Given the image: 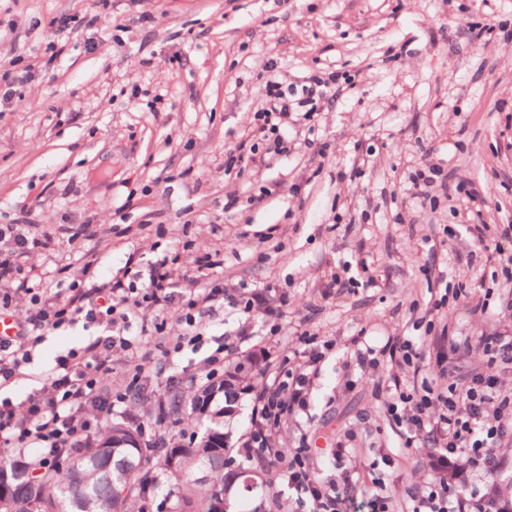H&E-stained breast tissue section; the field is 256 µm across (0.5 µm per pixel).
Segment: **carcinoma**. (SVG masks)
<instances>
[{"instance_id":"1","label":"carcinoma","mask_w":512,"mask_h":512,"mask_svg":"<svg viewBox=\"0 0 512 512\" xmlns=\"http://www.w3.org/2000/svg\"><path fill=\"white\" fill-rule=\"evenodd\" d=\"M251 370L236 364L227 378L203 385H174L161 401L158 423L172 418L193 428L188 439L143 441L130 419L96 433L87 451L65 452L63 467L32 472L12 455L0 456V512H151L165 477L171 512H226L240 474H226L228 434L224 396L235 384L248 389Z\"/></svg>"}]
</instances>
